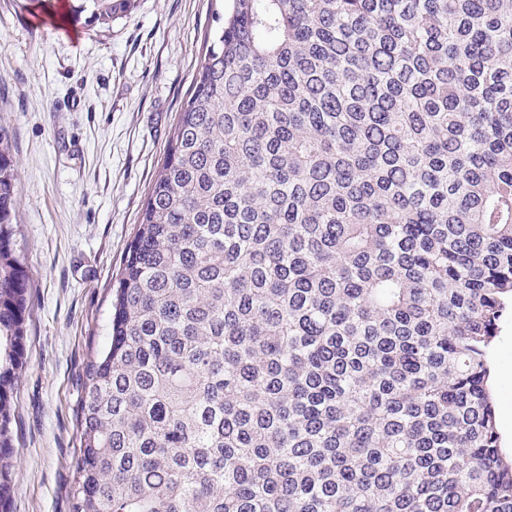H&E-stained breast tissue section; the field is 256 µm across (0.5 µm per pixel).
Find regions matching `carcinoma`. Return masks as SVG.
<instances>
[{"instance_id": "cac0c4a2", "label": "carcinoma", "mask_w": 512, "mask_h": 512, "mask_svg": "<svg viewBox=\"0 0 512 512\" xmlns=\"http://www.w3.org/2000/svg\"><path fill=\"white\" fill-rule=\"evenodd\" d=\"M215 22L86 364L71 512H512L490 384L512 0H232ZM18 181L0 127V512Z\"/></svg>"}]
</instances>
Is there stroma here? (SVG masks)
Here are the masks:
<instances>
[{
	"label": "stroma",
	"instance_id": "obj_1",
	"mask_svg": "<svg viewBox=\"0 0 512 512\" xmlns=\"http://www.w3.org/2000/svg\"><path fill=\"white\" fill-rule=\"evenodd\" d=\"M221 7L136 0L130 15L91 27L0 0V126L19 173L17 243L31 284L10 512H70L84 369L107 344L112 283ZM491 366L511 453L512 313Z\"/></svg>",
	"mask_w": 512,
	"mask_h": 512
}]
</instances>
